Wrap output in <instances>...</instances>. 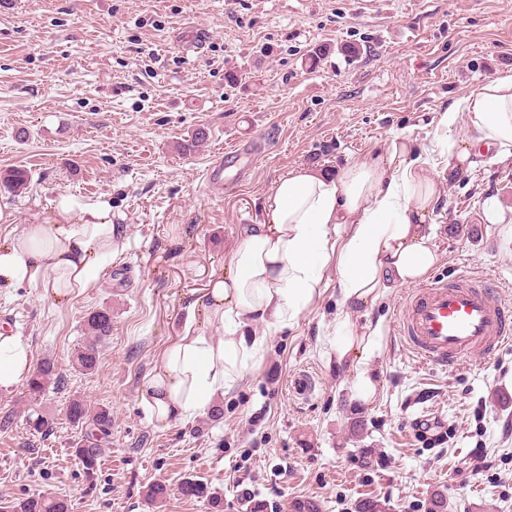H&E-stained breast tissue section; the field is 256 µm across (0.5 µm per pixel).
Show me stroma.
I'll return each instance as SVG.
<instances>
[{"label": "stroma", "instance_id": "stroma-1", "mask_svg": "<svg viewBox=\"0 0 512 512\" xmlns=\"http://www.w3.org/2000/svg\"><path fill=\"white\" fill-rule=\"evenodd\" d=\"M198 25L209 40L187 54L172 36ZM355 46L347 54L345 46ZM512 70V0H16L0 13V173L27 170L25 189L0 188V240L54 220L53 202H108L121 227L117 256L96 288L55 302L24 283L0 288V331L51 359L60 386L31 397L0 389V512L48 495L69 512H211L182 495L203 483L223 512H355L363 499L386 512H512V343L484 365L423 366L400 341L406 288L351 313L379 328L368 360L377 391L353 401V366L337 365L328 336L340 312L336 286L277 332L262 321L260 366L220 400L223 414L189 423L151 422L141 394L163 350L186 323L214 335L191 304L245 224L265 221V196L288 170L330 172L384 150L394 135L415 139L438 163V116L500 72ZM205 139L181 146L195 131ZM239 134L268 140L251 180L231 191L206 187L213 156ZM474 167L446 184L436 205V271L488 276L512 304V161L474 151ZM501 221L486 217L489 204ZM112 312L97 369L76 370L85 317ZM304 365L318 382L310 400L285 384ZM112 412V436L95 478L73 450L72 398ZM53 430L41 436L36 416ZM442 423L439 441L415 420ZM485 449L488 466L471 451ZM169 489L150 505V484Z\"/></svg>", "mask_w": 512, "mask_h": 512}]
</instances>
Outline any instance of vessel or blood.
<instances>
[{
    "instance_id": "vessel-or-blood-1",
    "label": "vessel or blood",
    "mask_w": 512,
    "mask_h": 512,
    "mask_svg": "<svg viewBox=\"0 0 512 512\" xmlns=\"http://www.w3.org/2000/svg\"><path fill=\"white\" fill-rule=\"evenodd\" d=\"M265 145L261 137H241L208 168V187L228 189L245 183ZM398 334L422 362L455 368L483 363L512 342V307L498 296L489 278L463 273L435 276L406 298ZM315 382L305 370L289 381L292 396H312Z\"/></svg>"
}]
</instances>
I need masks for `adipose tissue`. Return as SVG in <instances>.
Instances as JSON below:
<instances>
[{
    "instance_id": "adipose-tissue-1",
    "label": "adipose tissue",
    "mask_w": 512,
    "mask_h": 512,
    "mask_svg": "<svg viewBox=\"0 0 512 512\" xmlns=\"http://www.w3.org/2000/svg\"><path fill=\"white\" fill-rule=\"evenodd\" d=\"M460 121L481 150L512 158V71L444 109L439 125L448 131ZM470 158L456 141H443L432 174L415 141L397 136L384 152L355 159L340 173L296 168L281 176L264 200V223L239 232L226 271L211 278L201 299L215 336L186 326L147 380L143 401L153 421L196 418L243 382L265 342L247 335L246 326L257 319L275 328L292 324L321 296L328 266L336 268L338 302L348 310L373 307L389 289L423 279L437 262L434 207ZM54 209L57 221L28 225L0 242V286L27 281L59 302L93 287L100 261L115 257L119 229L107 203L83 205L64 194ZM375 335L336 320L332 348L337 361L354 360L350 391L363 401L376 390L366 367ZM33 367L29 344L0 333V387L27 380Z\"/></svg>"
}]
</instances>
